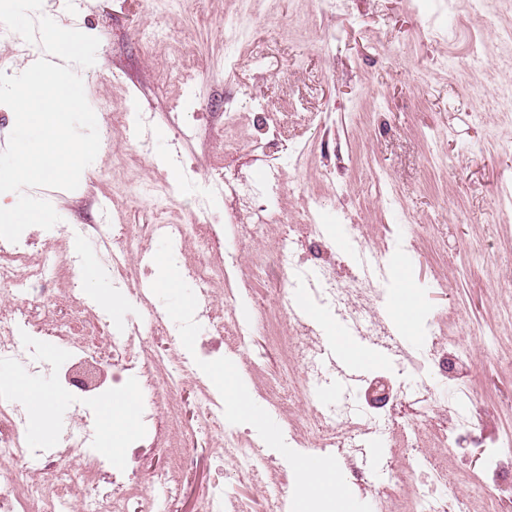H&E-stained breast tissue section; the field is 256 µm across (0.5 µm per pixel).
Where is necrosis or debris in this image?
Returning a JSON list of instances; mask_svg holds the SVG:
<instances>
[{"mask_svg": "<svg viewBox=\"0 0 512 512\" xmlns=\"http://www.w3.org/2000/svg\"><path fill=\"white\" fill-rule=\"evenodd\" d=\"M321 226L303 225L299 233L285 239L275 254L286 283H295L305 277L317 279L320 301L328 308L342 312L346 321L359 333L383 347H391L380 324L365 306L376 293L378 278L370 269H359L357 274L340 279L330 267H305L297 256V246L303 239H318ZM27 240L4 242L0 240V296L5 285L20 287L16 304L8 314H0V360L16 362L26 367L28 374L47 379L68 390L74 412L61 425L62 439L58 448L45 450L28 447L24 439L25 414L21 405L9 394L0 392V469L21 468V479H0V512H61V506L73 490L75 482L96 483L103 468L102 461L91 454L95 431L90 411L94 403L104 397L115 398L125 391L127 374L149 365L159 378L160 388L153 396L150 416L174 410L178 395L193 388L200 410V430L210 439L209 446L216 456L228 461L241 480L264 481L269 471V459L236 429L226 427L224 405L199 377L203 364L222 361L220 352L225 339L243 345L247 342L245 326H235L229 337L214 335L209 323L197 322L193 328L197 338L192 347H178L163 355L154 354L141 334L131 333L113 338L106 351L79 349L68 359L55 362L19 340L21 328L27 323L30 309L41 306L47 294L40 288L45 272L31 265L27 257ZM282 339L301 365L300 378L304 398L326 383L321 367L323 349L314 338H303L301 328L285 325ZM373 426L381 434L389 433L394 422L383 414L368 412L354 396H345L328 410L310 406L299 426L300 432L316 436L319 447L335 446L340 431L358 435L366 426ZM86 451L79 471L65 464L72 449ZM136 463L112 476V491L102 492L86 505V512H155V502L137 476Z\"/></svg>", "mask_w": 512, "mask_h": 512, "instance_id": "1", "label": "necrosis or debris"}]
</instances>
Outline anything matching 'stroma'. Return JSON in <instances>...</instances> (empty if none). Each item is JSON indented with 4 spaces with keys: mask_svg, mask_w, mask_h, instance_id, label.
Listing matches in <instances>:
<instances>
[{
    "mask_svg": "<svg viewBox=\"0 0 512 512\" xmlns=\"http://www.w3.org/2000/svg\"><path fill=\"white\" fill-rule=\"evenodd\" d=\"M72 10L70 28L100 41L95 64L79 71L100 149L76 190L31 194L48 200L65 226L134 227L138 248L127 262L129 290L119 296L111 278L98 272L94 249L85 250L75 272L59 261L56 235L38 226L25 230L31 262L53 263L48 299L31 313L43 354L66 358L57 335L76 328L98 335L103 313L111 331L135 323L145 333L154 306L175 321L194 315L199 302L188 272L204 256L194 239L174 243L152 227L208 220L221 245L205 257L215 264L235 258L228 282L213 285L214 315H225L228 288L247 290L236 308L246 311L250 335L243 348L225 347L224 359L236 364L238 382L266 409L259 424L229 410L224 422L273 449L270 482L287 483L295 461L315 447L298 446L289 432L305 408L293 392L299 367L276 341L286 309L273 257L282 236L307 221L300 195L314 194L321 213L336 216L324 226L325 252L345 257L357 234L387 262L382 293L371 304L375 319L394 329L386 299L403 294L415 303L413 327L396 337L405 372L426 377L440 395L466 389L477 399L476 431L463 447H434L447 433L438 401L403 400L393 409L399 432L391 446L362 437L358 456L323 451L324 463L342 467L347 512H399L412 483L434 484L426 464L431 457L448 474L447 485H434L435 494L455 498L462 512H512V498L490 502L472 484L473 471L512 428V222L496 210L500 196L512 195V112L497 105L512 96V0H484L478 14L469 0H188L180 10L169 0H73ZM238 15L252 26L230 79L224 21ZM152 27L168 36L144 44L142 32ZM257 100L263 110H255ZM126 112L155 114L149 156H138L126 126L117 123ZM266 159L280 164L267 194L281 223L250 233L249 203L225 196L201 214L196 184L217 171L231 183L254 179ZM139 181L171 187L165 214L130 194ZM261 257L267 263L260 268ZM168 258L182 272L180 287L158 288L153 305L141 303L137 287L156 285L157 266ZM324 319L337 328L326 344L342 339L365 348L360 378L390 364L386 349L310 302L306 323L316 329ZM457 345L469 352L467 366L449 378L437 376L427 353ZM151 378L144 370L132 375L127 391L135 404L121 433H96L93 451L108 466L122 464L114 444L135 438L144 422ZM197 419L190 388L176 414L155 418L158 444L134 451L144 482L166 467L170 448L196 430ZM399 461L414 474L411 484L394 488L382 471ZM218 481L245 512H267L268 484L238 481L203 443L182 477L180 498L167 503L164 490L156 489V508L201 512Z\"/></svg>",
    "mask_w": 512,
    "mask_h": 512,
    "instance_id": "obj_1",
    "label": "stroma"
}]
</instances>
